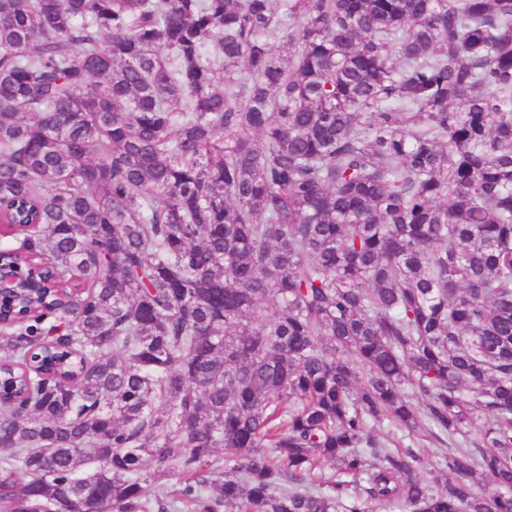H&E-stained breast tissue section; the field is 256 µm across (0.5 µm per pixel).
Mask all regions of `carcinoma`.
<instances>
[{"mask_svg": "<svg viewBox=\"0 0 512 512\" xmlns=\"http://www.w3.org/2000/svg\"><path fill=\"white\" fill-rule=\"evenodd\" d=\"M1 224L0 512H512V0H0ZM376 430L388 432L390 436L399 443V448H415L417 451H420L424 457L428 458L431 463L436 462V458L434 457L435 448L430 440L423 435L413 438L412 436H408L407 433L402 431L397 425L388 423L387 421L380 428H376Z\"/></svg>", "mask_w": 512, "mask_h": 512, "instance_id": "carcinoma-1", "label": "carcinoma"}]
</instances>
